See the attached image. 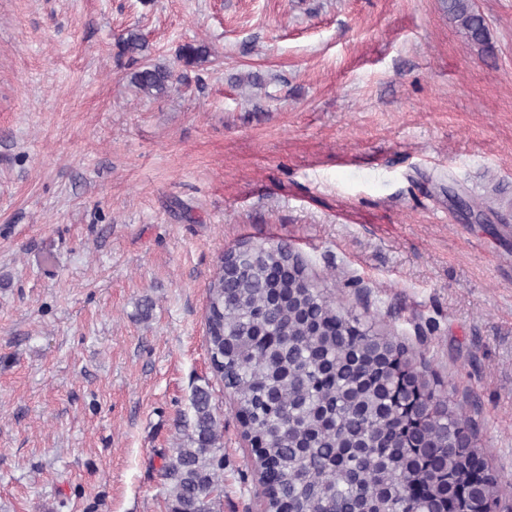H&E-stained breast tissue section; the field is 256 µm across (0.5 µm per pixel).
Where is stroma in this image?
Segmentation results:
<instances>
[{"instance_id": "1", "label": "stroma", "mask_w": 512, "mask_h": 512, "mask_svg": "<svg viewBox=\"0 0 512 512\" xmlns=\"http://www.w3.org/2000/svg\"><path fill=\"white\" fill-rule=\"evenodd\" d=\"M478 4L483 55L440 0H0V512H167L198 387L220 512H262L205 339L242 242L425 359L512 477V0ZM133 27L211 55L144 95ZM118 47L121 56H126L132 63H137L146 57L144 54L146 42L135 29H128L118 39Z\"/></svg>"}]
</instances>
